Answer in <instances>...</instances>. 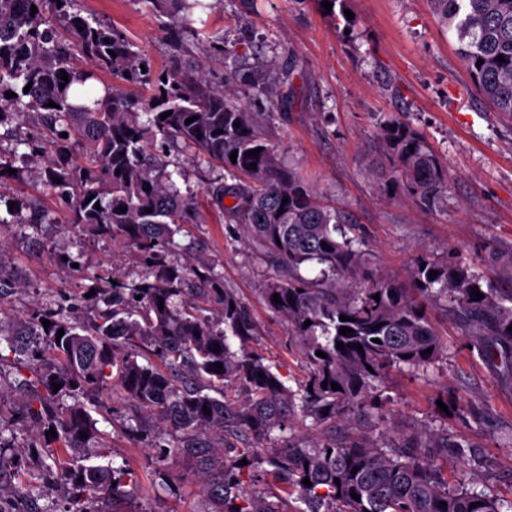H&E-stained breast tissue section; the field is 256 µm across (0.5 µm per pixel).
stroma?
<instances>
[{
  "label": "stroma",
  "mask_w": 512,
  "mask_h": 512,
  "mask_svg": "<svg viewBox=\"0 0 512 512\" xmlns=\"http://www.w3.org/2000/svg\"><path fill=\"white\" fill-rule=\"evenodd\" d=\"M208 2L176 37L165 11L144 0H78L83 15L126 34L151 76L178 72L203 77L214 88L228 84L249 111L274 113L284 164L344 212L378 273L403 282L418 253L477 264L481 244H512V116L492 111L478 94L458 61L455 25L436 16L430 0H346L334 15L321 0ZM258 83L272 86L273 96L256 93ZM390 120L417 131L446 172L447 188L434 206L420 203L405 186L384 188L380 128ZM168 161L177 188L199 203L193 223L167 249L168 263L183 270L211 265L252 312L257 334L250 349L281 374L303 378L286 321L263 300L267 282L282 277V269L244 243L240 227L224 223L213 203L211 191L223 183V169L176 142L168 147ZM33 198L53 221L23 244L12 228L0 227L8 265L19 276L0 315L67 300L75 302L71 317L80 321L96 308L84 295L85 275L99 272L127 282L147 275L135 249L71 223L68 206L45 186L40 164L28 160L0 182V200ZM61 253L76 259L80 271L61 265ZM431 315L448 344L447 365L431 377L392 372L381 393L382 414L363 431L376 442L425 426L466 439L476 457L466 464L449 461V476L510 496L512 448L501 447L498 436L512 428V380L498 377L479 358L471 338L442 308ZM12 359L1 342L0 418L5 437L30 463L18 469L10 459L0 460V501L14 512H61L69 488L44 484L38 465L54 455L55 442L11 419L21 403ZM445 396L456 401L452 412L438 405ZM82 401L110 444L105 464L127 466L141 486L139 512H200L198 479L188 474L169 482L168 465L151 446V429L137 438L125 433L130 401L119 389ZM471 405L486 411L488 424L472 421ZM31 485L39 486V496L26 495Z\"/></svg>",
  "instance_id": "35a3bbf8"
}]
</instances>
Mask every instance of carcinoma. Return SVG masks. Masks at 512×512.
<instances>
[{
    "label": "carcinoma",
    "mask_w": 512,
    "mask_h": 512,
    "mask_svg": "<svg viewBox=\"0 0 512 512\" xmlns=\"http://www.w3.org/2000/svg\"><path fill=\"white\" fill-rule=\"evenodd\" d=\"M164 2L176 23L206 7L204 0ZM431 2L439 18L456 23L458 55L480 95L512 116V0ZM80 57L117 80L92 107L81 102L92 95L87 81L93 74L75 70ZM141 65L127 36L89 20L77 0H0V127L14 137L12 149L0 150V183L17 159L41 158L44 183L69 205L71 223L112 233L155 268L151 278L117 285L87 277V289L102 305L86 324L71 321L60 305L13 322L6 336L0 328L18 368H39L35 379L17 381L26 394L20 418L57 434L60 456L43 471L71 485L64 512H138L135 489L123 483L125 467L89 463L107 456L109 447L80 397L115 385L137 408L129 432L141 431L144 414L158 418L153 443L173 466L169 478H181L183 467L196 472L201 512H285L247 484L258 468L295 496L292 512H512V498L449 482L448 458L466 460L469 444L430 430L399 447L376 444L354 432L352 420L374 408L392 371L428 373L448 360L429 313L437 304L497 374L512 375V290L492 282L512 283V245L486 246L480 267L421 254L408 285L372 276L362 241L350 235L341 211L282 162L270 132L272 113L249 112L226 88L171 74L157 78L150 97L134 95L125 85L152 81ZM63 71L69 82L61 88ZM7 91L14 97L5 98ZM51 101L57 107L48 106ZM32 114L40 117L36 134L22 131ZM192 116L197 120L185 124ZM381 137L391 183L406 184L424 205L435 204L447 176L421 136L389 121ZM171 139L224 168V185L214 193L224 223L238 225L245 240L288 270V277L267 284L263 299L287 321L298 349L305 377L296 386L248 349L255 323L233 290L208 269L194 270L191 282L165 264V247L194 211L192 198L180 193L161 163ZM259 147L258 156L248 154ZM227 198L232 205H225ZM21 207L27 216H19ZM21 207L0 215V224L50 220L38 200ZM431 270L437 272L432 279ZM307 320L312 324L304 325ZM342 327L352 332L341 335ZM138 341L150 350L142 362L132 349ZM428 348L432 352L423 354ZM325 381L340 389L322 387ZM230 385L241 388L240 398L228 399ZM298 419L311 420L310 428L323 434L309 441L295 433Z\"/></svg>",
    "instance_id": "1"
}]
</instances>
